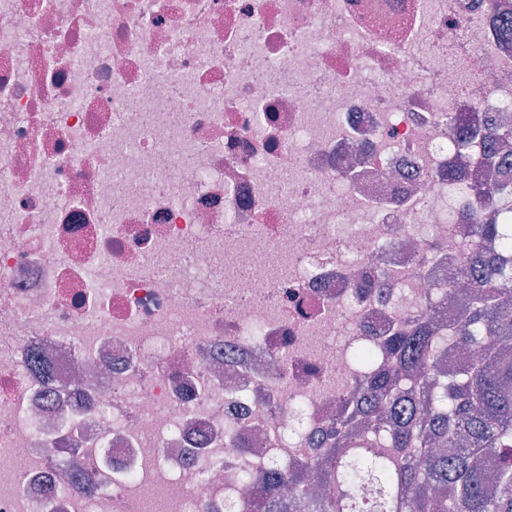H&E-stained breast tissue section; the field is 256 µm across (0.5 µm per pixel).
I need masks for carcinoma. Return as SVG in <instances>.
<instances>
[{"label":"carcinoma","instance_id":"1","mask_svg":"<svg viewBox=\"0 0 512 512\" xmlns=\"http://www.w3.org/2000/svg\"><path fill=\"white\" fill-rule=\"evenodd\" d=\"M490 156L512 154V128L486 141ZM448 184L467 196L512 205L497 179ZM459 275L470 285L465 313L452 308L453 282L385 337L391 363L344 398L316 450L323 491L301 470L268 473L245 512H512V223L468 225ZM455 351L468 364L444 374ZM372 487L360 498L354 488Z\"/></svg>","mask_w":512,"mask_h":512}]
</instances>
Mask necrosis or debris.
<instances>
[{
	"label": "necrosis or debris",
	"instance_id": "4bbe7bcc",
	"mask_svg": "<svg viewBox=\"0 0 512 512\" xmlns=\"http://www.w3.org/2000/svg\"><path fill=\"white\" fill-rule=\"evenodd\" d=\"M452 114L512 125V0H0V512L307 468L493 215Z\"/></svg>",
	"mask_w": 512,
	"mask_h": 512
}]
</instances>
